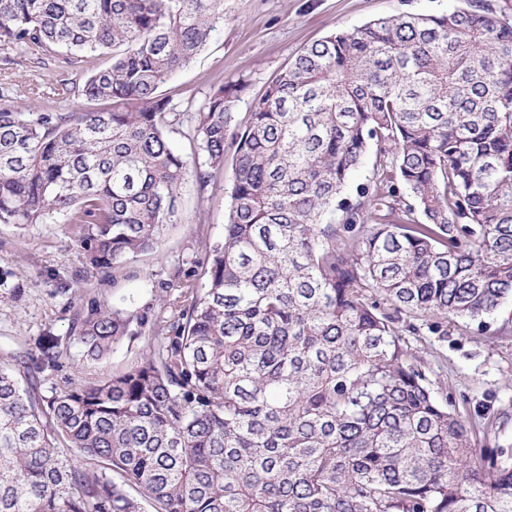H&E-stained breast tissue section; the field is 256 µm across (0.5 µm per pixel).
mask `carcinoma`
Returning <instances> with one entry per match:
<instances>
[{"label": "carcinoma", "mask_w": 512, "mask_h": 512, "mask_svg": "<svg viewBox=\"0 0 512 512\" xmlns=\"http://www.w3.org/2000/svg\"><path fill=\"white\" fill-rule=\"evenodd\" d=\"M223 23L224 0H0L1 49L87 71L106 104L0 93V223L86 224L115 271L234 148L204 286L168 283L140 363L46 391L60 352L0 362V512H512L508 451L474 447L402 341L488 331L512 294V16L463 0L332 33L243 125L247 83L213 86L187 157L162 88ZM373 147L391 167L343 196ZM133 322L96 309L74 340L97 361Z\"/></svg>", "instance_id": "1"}]
</instances>
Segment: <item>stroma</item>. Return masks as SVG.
<instances>
[{
  "label": "stroma",
  "instance_id": "1",
  "mask_svg": "<svg viewBox=\"0 0 512 512\" xmlns=\"http://www.w3.org/2000/svg\"><path fill=\"white\" fill-rule=\"evenodd\" d=\"M456 0H224V23L206 48L165 86L180 111L194 112L213 84L246 80L237 105L250 112L283 66L300 50L332 32L399 13L440 15ZM0 84L21 112H67L81 105L76 95L57 93L52 69L23 50L0 49ZM231 171L217 175L206 190L193 176L179 187L177 213L163 224L156 249L128 260L121 271L93 268L75 225L0 223V361L20 348L56 338L70 349L48 373L50 385L77 379L106 381L140 360L148 335L127 336L100 361H83L72 346L76 314L114 308L145 325L168 316L162 299L173 275L200 279L209 244L224 233ZM492 331H463L453 323L444 336H411L415 361L426 371L438 398L463 419L479 448L512 450V297L491 317Z\"/></svg>",
  "mask_w": 512,
  "mask_h": 512
}]
</instances>
